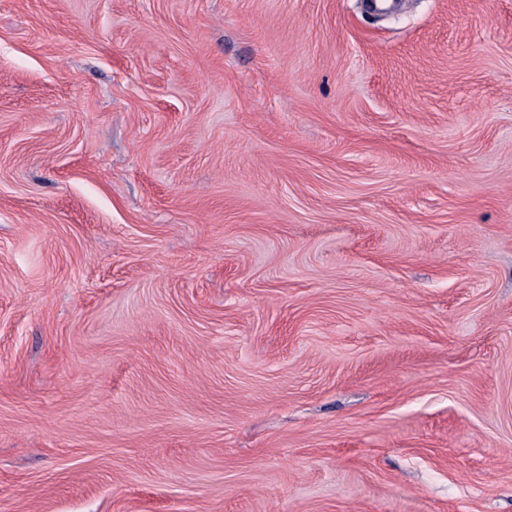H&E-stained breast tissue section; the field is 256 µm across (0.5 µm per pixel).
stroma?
<instances>
[{"mask_svg": "<svg viewBox=\"0 0 512 512\" xmlns=\"http://www.w3.org/2000/svg\"><path fill=\"white\" fill-rule=\"evenodd\" d=\"M0 512H512V0H0Z\"/></svg>", "mask_w": 512, "mask_h": 512, "instance_id": "obj_1", "label": "stroma"}]
</instances>
